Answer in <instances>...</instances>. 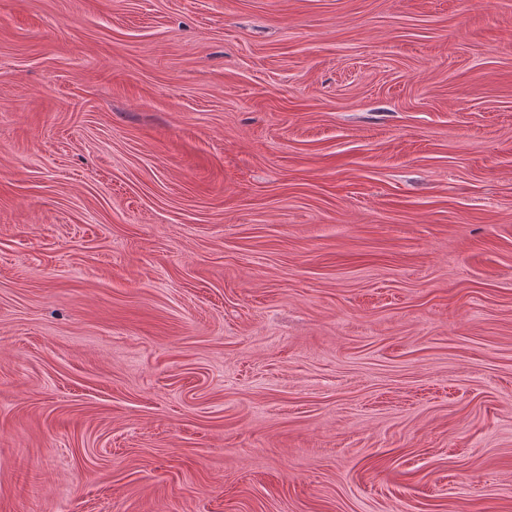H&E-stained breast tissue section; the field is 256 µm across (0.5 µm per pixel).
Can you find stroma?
<instances>
[{
  "label": "stroma",
  "instance_id": "1",
  "mask_svg": "<svg viewBox=\"0 0 512 512\" xmlns=\"http://www.w3.org/2000/svg\"><path fill=\"white\" fill-rule=\"evenodd\" d=\"M0 512H512V0H0Z\"/></svg>",
  "mask_w": 512,
  "mask_h": 512
}]
</instances>
